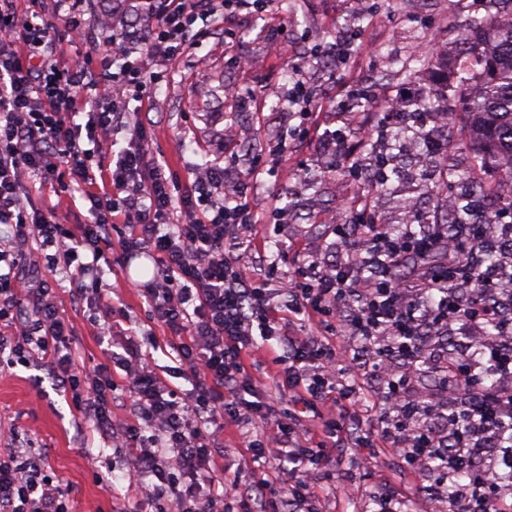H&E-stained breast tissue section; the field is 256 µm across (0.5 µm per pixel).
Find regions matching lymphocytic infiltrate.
Returning a JSON list of instances; mask_svg holds the SVG:
<instances>
[{
    "label": "lymphocytic infiltrate",
    "mask_w": 512,
    "mask_h": 512,
    "mask_svg": "<svg viewBox=\"0 0 512 512\" xmlns=\"http://www.w3.org/2000/svg\"><path fill=\"white\" fill-rule=\"evenodd\" d=\"M138 24L113 4L99 16L109 68L65 63L45 24L21 16L16 0H0V368L35 360L48 366L58 391L113 448L142 503L157 512H317L312 487L336 467L341 448L394 449L420 469L435 468L430 496L450 512H512L488 448L504 445L512 420V251L485 259L483 224H409L388 236L373 215L337 228L333 264L311 262L302 277L276 288L257 286L237 246L255 240L258 221L244 183H229L220 166H189L180 177L149 155L148 124L130 121L129 103L153 108L155 86L194 37L196 24L216 28L230 9H265L269 0H146ZM86 123H77L79 115ZM127 129L125 146L113 131ZM91 149H83V141ZM105 165L90 171V154ZM57 185L88 202L86 223H60L58 207L32 206L28 179ZM120 237H113V230ZM119 248L118 265L153 259L141 284L149 319L180 339L175 359L191 390L167 383L133 345L107 363L78 370L70 346L74 327L60 311L46 269L64 268L74 307L102 313L97 334L128 318L104 285L99 262ZM432 263L407 292L392 269L408 259ZM333 311V328L353 341L337 351L326 336L297 334L291 319ZM466 335L456 352L445 341ZM276 340L270 362L281 396L312 417L277 412L259 400L244 364L263 342ZM433 364L431 397L416 399L412 383ZM124 371L114 380L111 369ZM380 382V412L371 430L349 434L348 406L363 404L358 377ZM129 413L114 417L112 406ZM252 426V462L275 464L286 493L272 481L224 480L213 461L225 423ZM0 512H73L67 488L44 473V453L12 439L0 453Z\"/></svg>",
    "instance_id": "f902f5d3"
}]
</instances>
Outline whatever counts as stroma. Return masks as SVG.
Masks as SVG:
<instances>
[{"instance_id": "obj_1", "label": "stroma", "mask_w": 512, "mask_h": 512, "mask_svg": "<svg viewBox=\"0 0 512 512\" xmlns=\"http://www.w3.org/2000/svg\"><path fill=\"white\" fill-rule=\"evenodd\" d=\"M354 5V0H271L263 18L244 11L226 14L220 30L193 38L175 59L173 77L160 85L149 114L154 130L148 150L152 156H163L172 169L180 172L188 163L213 161L236 177L251 166L261 171L263 183L250 190L249 199L267 238L245 255L256 268L259 283L272 285L297 275L315 259L334 263L336 257L328 249L335 239L332 226L342 213L348 223H357V195H364L371 213L389 226L401 222L406 206H417L429 217L439 209L443 184L435 175H421L410 151L393 154L381 136V114L354 107L353 101L359 90L377 86L385 73L392 76L391 95L404 99L425 93L433 83L431 74L411 81L398 74L422 47H437L447 54L448 80L456 82L459 65L467 57L468 25L472 19L492 16L493 4L371 0L370 13L360 19ZM17 9L52 23L65 60H87L96 68L106 65L103 50L94 44L101 38L96 17L111 11L110 0H86L81 38L70 32L50 0H17ZM296 66L305 70L312 100L307 113L283 111L277 99L258 93L263 85H291ZM228 84L256 90L257 96L249 107H237L224 99ZM230 124L251 129L256 143L243 140L225 147L223 132ZM366 125L379 134L371 153L356 148ZM335 137L354 151L356 174L323 178L315 192L305 189L293 178V169L302 166L322 175L335 160ZM386 160L398 166L400 179L392 191L379 193L370 179ZM103 278L132 315L117 328V336L130 335L141 346H152L159 373L173 386L190 390L171 353L177 336L144 312L139 295L144 278L136 265L113 267ZM68 317L77 330L72 348L81 362L88 367L105 362L92 308L69 312ZM79 420L70 398L55 389L46 370L18 364L0 371V429L15 430L33 447L45 449V471L68 487L76 512H140L141 504L128 492L122 473L110 471L115 454L109 441L89 430L85 444L76 443ZM341 467L349 471L356 490L344 494L342 478L323 476L316 486L322 512H371V495L382 484L412 494L415 512H448L446 499L417 493L418 478L409 476L388 449L366 448L357 455L344 449ZM107 473L114 476L109 488L98 481Z\"/></svg>"}]
</instances>
